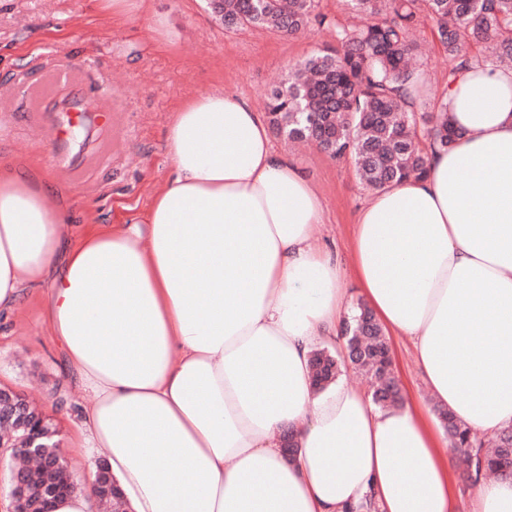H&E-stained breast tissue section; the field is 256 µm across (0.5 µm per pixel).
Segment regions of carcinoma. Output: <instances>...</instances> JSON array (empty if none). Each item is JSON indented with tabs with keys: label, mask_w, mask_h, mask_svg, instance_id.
<instances>
[{
	"label": "carcinoma",
	"mask_w": 512,
	"mask_h": 512,
	"mask_svg": "<svg viewBox=\"0 0 512 512\" xmlns=\"http://www.w3.org/2000/svg\"><path fill=\"white\" fill-rule=\"evenodd\" d=\"M367 17L359 26H336L337 47L293 66L288 78L266 98L271 126L287 139L316 144L334 159L350 161L361 182L372 190L428 174L431 152L446 151L462 136L448 120L445 102L430 112L421 100L422 72L413 63L415 32L422 16L435 22V33L451 66L448 75L473 65L500 68L512 61V0H347ZM318 0H224L222 23L228 31L244 27L273 29L293 36L314 21ZM481 44L493 55L473 54ZM359 306L346 325V345L362 343L384 349L381 326L369 323ZM374 383L372 400L386 408L398 401L395 371L386 377L369 355L351 360ZM452 449L464 461L468 477L493 474L512 477V426L474 443L469 432L448 412L439 411ZM10 471L22 476L29 498L51 490L72 493L76 484L67 467L31 468L23 449H12Z\"/></svg>",
	"instance_id": "obj_1"
}]
</instances>
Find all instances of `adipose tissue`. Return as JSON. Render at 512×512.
Masks as SVG:
<instances>
[{
	"label": "adipose tissue",
	"instance_id": "ef3b65f1",
	"mask_svg": "<svg viewBox=\"0 0 512 512\" xmlns=\"http://www.w3.org/2000/svg\"><path fill=\"white\" fill-rule=\"evenodd\" d=\"M445 100L456 145L354 224L360 292L432 396L395 408L312 384V351L350 314L346 272L244 98L217 87L174 111V174L139 224L75 230L45 174L0 162V312L50 282L42 319L85 395L69 468L100 454L130 512H344L369 494L457 512L432 405L477 438L512 425V70L462 71ZM470 512H512V478L480 477Z\"/></svg>",
	"mask_w": 512,
	"mask_h": 512
}]
</instances>
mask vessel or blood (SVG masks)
I'll return each mask as SVG.
<instances>
[{
    "label": "vessel or blood",
    "mask_w": 512,
    "mask_h": 512,
    "mask_svg": "<svg viewBox=\"0 0 512 512\" xmlns=\"http://www.w3.org/2000/svg\"><path fill=\"white\" fill-rule=\"evenodd\" d=\"M120 121L118 113L102 106L86 110L85 103L80 98L75 99L66 111L44 113L41 128L51 148L57 174L67 180L81 181L90 168L110 164L113 152L120 149L119 142L112 140L110 130ZM89 125L103 129L104 135L93 152L74 156L73 129Z\"/></svg>",
    "instance_id": "1"
}]
</instances>
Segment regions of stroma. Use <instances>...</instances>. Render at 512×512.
Segmentation results:
<instances>
[{
  "label": "stroma",
  "instance_id": "stroma-1",
  "mask_svg": "<svg viewBox=\"0 0 512 512\" xmlns=\"http://www.w3.org/2000/svg\"><path fill=\"white\" fill-rule=\"evenodd\" d=\"M317 10L328 25L285 36L271 29L225 30L207 0H144L119 18L103 14L96 0H0V103L12 114L10 133L0 134V162L22 158L52 172L50 151L25 118L31 105L18 83L42 80L54 66L71 65L80 71L79 84H56L42 111H56L74 89H83L91 103L121 113L112 136L125 147L109 166L91 169L84 182L61 180L57 190L74 223L142 220L172 171L165 139L175 107L221 87L263 109L266 93L291 65L334 45L333 24L353 20L346 0H318ZM416 39L423 50L424 101L431 106L446 96L449 62L430 18H422ZM272 142L302 169L322 201L324 220L315 226V238L351 266L353 224L369 199L353 165L313 147H291L277 135ZM48 301L43 285L29 289L17 310L0 313V385L33 400L66 447L74 436L80 391L42 321ZM390 346L405 398L428 400L409 340L394 337Z\"/></svg>",
  "mask_w": 512,
  "mask_h": 512
}]
</instances>
